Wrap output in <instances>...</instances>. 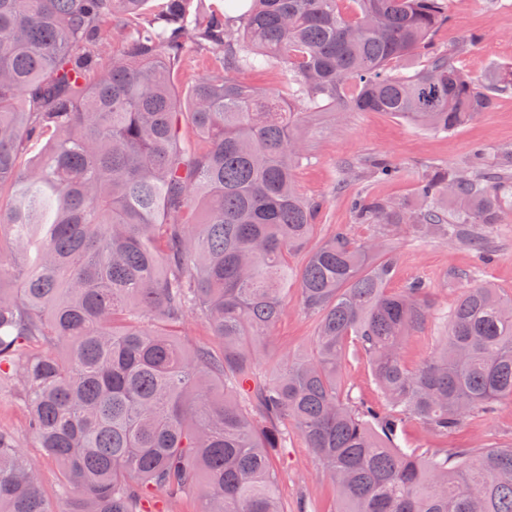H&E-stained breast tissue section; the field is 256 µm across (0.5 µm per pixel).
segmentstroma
<instances>
[{
	"label": "stroma",
	"instance_id": "1",
	"mask_svg": "<svg viewBox=\"0 0 512 512\" xmlns=\"http://www.w3.org/2000/svg\"><path fill=\"white\" fill-rule=\"evenodd\" d=\"M450 26L433 36L435 49L457 46L455 64L468 75L484 81L512 67V0H448ZM221 54L206 46L193 47L179 70L180 90L198 78L221 72ZM242 81L281 98H292L296 86L279 63L240 71ZM305 157L294 169L298 190L319 201L317 239L337 231L364 240L383 234L379 226L360 223L351 207L352 198L367 193L399 207L414 210L419 205L418 183L433 165L461 169L468 165L475 148H482L486 167H497L504 153L512 151V89L495 93L490 108L465 126L451 132L416 128L385 112H338L322 106L305 114L297 128ZM388 160L396 169L385 181H373L365 172L370 161ZM490 259H482L464 243L448 244L436 238H419L411 227L396 228L392 236L395 270L388 283L399 292L415 281L428 289L437 313L447 312L461 295L463 274L479 273L512 296V204L489 233ZM315 321L300 305L298 292H291L272 333L276 354H295L312 342ZM0 428L11 431L18 447L39 463L43 491L54 498L59 469L36 448L27 427L26 413L9 383L0 384ZM405 437L418 448H491L512 443V401L505 399L488 414L472 416L459 435L442 437L421 424L409 423ZM272 467L278 476V497L285 512H297L305 502L307 512H336L339 501L330 480L319 472L309 448L296 433H289L286 447L272 452Z\"/></svg>",
	"mask_w": 512,
	"mask_h": 512
}]
</instances>
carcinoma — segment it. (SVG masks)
<instances>
[{
    "label": "carcinoma",
    "instance_id": "1",
    "mask_svg": "<svg viewBox=\"0 0 512 512\" xmlns=\"http://www.w3.org/2000/svg\"><path fill=\"white\" fill-rule=\"evenodd\" d=\"M222 11L165 0H0V381L28 413L35 447L56 462L62 512H147L200 490V512H283L271 450L295 430L336 485L337 512H512V444L415 448L417 421L448 436L512 399V298L466 287L413 369L405 337L435 309L426 286L387 283L391 250L338 231L306 250L321 204L293 170L302 114L387 112L450 132L512 86L487 88L437 52L410 75L390 64L425 51L449 24L447 0H249ZM128 20L112 62L88 75L101 23ZM204 41L224 73L175 91L188 50ZM285 65L289 105L241 81ZM434 167L417 186L426 208L357 196L371 224H408L490 250L512 165L490 174ZM376 180L395 168L371 164ZM460 206L448 221L433 206ZM200 210L199 221L182 219ZM305 252L299 267L289 257ZM317 318L311 347L268 374V344L288 285ZM194 313L222 350L191 348L174 327ZM368 360L384 406L341 378ZM0 512H52L33 461L0 430Z\"/></svg>",
    "mask_w": 512,
    "mask_h": 512
}]
</instances>
